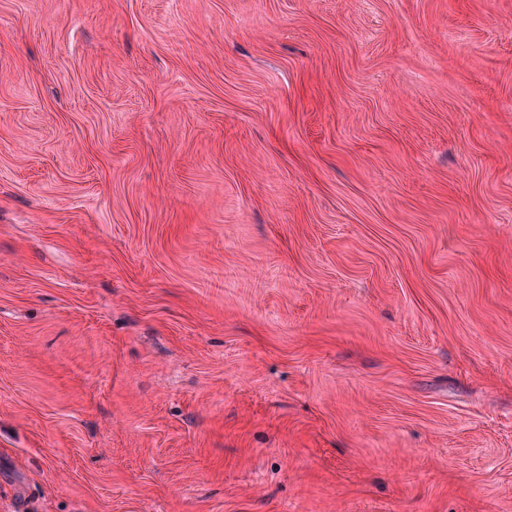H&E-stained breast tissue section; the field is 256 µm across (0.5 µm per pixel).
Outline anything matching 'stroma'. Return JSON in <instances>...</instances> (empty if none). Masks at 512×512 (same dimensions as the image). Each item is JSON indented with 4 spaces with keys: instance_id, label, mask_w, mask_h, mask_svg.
I'll return each mask as SVG.
<instances>
[{
    "instance_id": "stroma-1",
    "label": "stroma",
    "mask_w": 512,
    "mask_h": 512,
    "mask_svg": "<svg viewBox=\"0 0 512 512\" xmlns=\"http://www.w3.org/2000/svg\"><path fill=\"white\" fill-rule=\"evenodd\" d=\"M512 512V0H0V512Z\"/></svg>"
}]
</instances>
